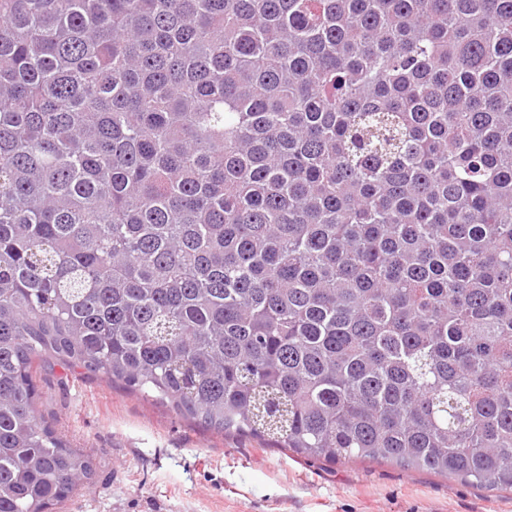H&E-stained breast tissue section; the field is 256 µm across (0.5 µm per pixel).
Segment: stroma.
Segmentation results:
<instances>
[{
    "instance_id": "35a3bbf8",
    "label": "stroma",
    "mask_w": 512,
    "mask_h": 512,
    "mask_svg": "<svg viewBox=\"0 0 512 512\" xmlns=\"http://www.w3.org/2000/svg\"><path fill=\"white\" fill-rule=\"evenodd\" d=\"M38 410L93 458L54 512H512V491L360 460H305L222 434L87 373L41 366Z\"/></svg>"
}]
</instances>
